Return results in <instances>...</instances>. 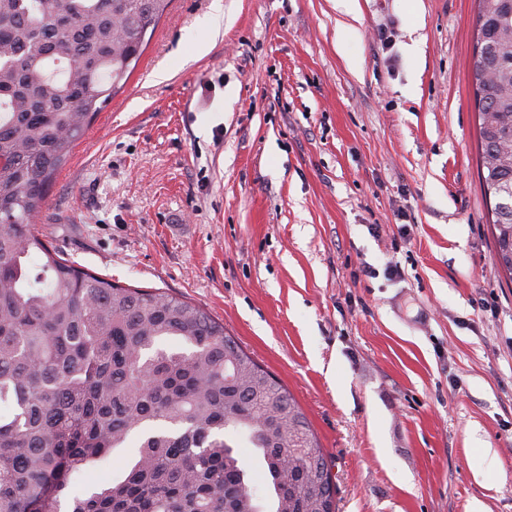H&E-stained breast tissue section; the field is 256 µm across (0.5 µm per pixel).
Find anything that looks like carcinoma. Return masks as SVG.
<instances>
[{
  "label": "carcinoma",
  "instance_id": "1",
  "mask_svg": "<svg viewBox=\"0 0 512 512\" xmlns=\"http://www.w3.org/2000/svg\"><path fill=\"white\" fill-rule=\"evenodd\" d=\"M168 3L0 0V512H336L304 413L222 323L75 266L35 224ZM472 87L512 276V0H479ZM136 433L120 474L76 486ZM242 443L267 474L261 496Z\"/></svg>",
  "mask_w": 512,
  "mask_h": 512
}]
</instances>
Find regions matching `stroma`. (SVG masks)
<instances>
[{
    "label": "stroma",
    "mask_w": 512,
    "mask_h": 512,
    "mask_svg": "<svg viewBox=\"0 0 512 512\" xmlns=\"http://www.w3.org/2000/svg\"><path fill=\"white\" fill-rule=\"evenodd\" d=\"M477 17L170 0L36 220L82 268L223 323L308 418L338 512H512Z\"/></svg>",
    "instance_id": "stroma-1"
}]
</instances>
